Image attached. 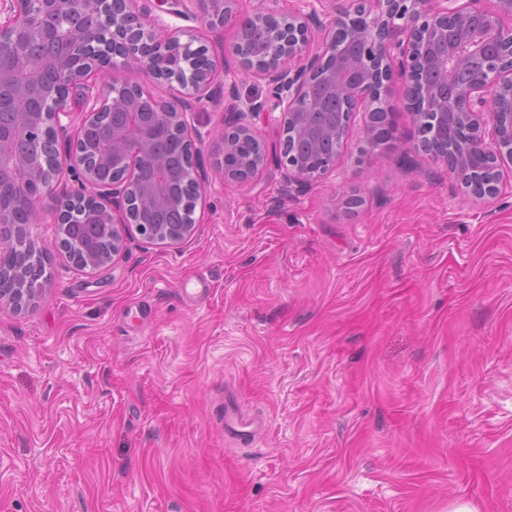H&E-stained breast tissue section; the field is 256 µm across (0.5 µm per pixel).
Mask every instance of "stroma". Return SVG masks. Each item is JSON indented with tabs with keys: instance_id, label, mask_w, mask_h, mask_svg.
I'll return each instance as SVG.
<instances>
[{
	"instance_id": "35a3bbf8",
	"label": "stroma",
	"mask_w": 512,
	"mask_h": 512,
	"mask_svg": "<svg viewBox=\"0 0 512 512\" xmlns=\"http://www.w3.org/2000/svg\"><path fill=\"white\" fill-rule=\"evenodd\" d=\"M210 191L192 237L127 228L76 269L54 225L33 310L0 307V512H512V162L472 197L367 148ZM267 420L224 439V392Z\"/></svg>"
}]
</instances>
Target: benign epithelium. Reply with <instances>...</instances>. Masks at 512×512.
<instances>
[{"label": "benign epithelium", "instance_id": "7a95c632", "mask_svg": "<svg viewBox=\"0 0 512 512\" xmlns=\"http://www.w3.org/2000/svg\"><path fill=\"white\" fill-rule=\"evenodd\" d=\"M151 0H0V109L9 106L17 123L0 113V171L20 170L29 190L13 204L24 207L29 225L62 227L71 215L97 225L117 253L128 224L148 241L178 242L193 235L196 205L215 184L252 181L267 165L264 140L252 123L260 112H280L279 162L288 186L303 189L336 166L353 117L368 114L366 141L377 135L375 116L384 113L396 133L395 113L374 87L394 69L405 77V109L416 128L436 115L434 127H464L467 137L448 148L422 141L448 164L462 185L497 190L500 161L512 159V0L499 10L464 0H316L296 8L278 34V56L245 60L241 47L270 11L242 8V0H163L167 13L202 19L211 29L230 26L235 35L224 57L264 80L262 101L238 99L214 137L215 166L202 162L204 133L195 116L235 96L206 45L188 29L167 27L152 16ZM187 40H182V37ZM122 68L119 84L106 80ZM152 80L168 87L153 94ZM176 137L188 161L183 181L195 189L193 205L164 191L171 179L158 152ZM239 139L252 152L238 154ZM79 180L76 193L52 195L62 168ZM52 197V206L42 200ZM179 209L183 224H147L143 209ZM79 269L109 263L104 254L72 258ZM38 274L20 291L0 292V306L31 308L46 281Z\"/></svg>", "mask_w": 512, "mask_h": 512}]
</instances>
